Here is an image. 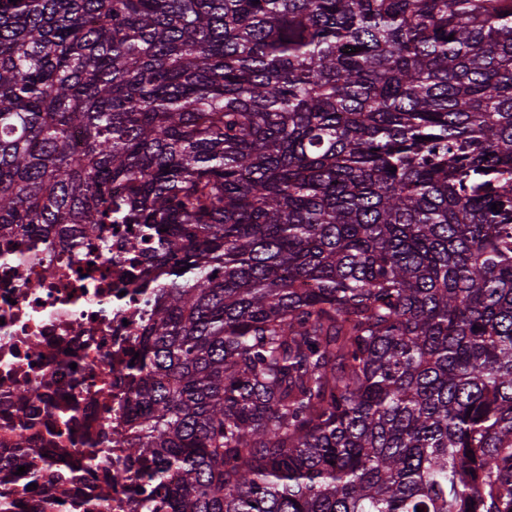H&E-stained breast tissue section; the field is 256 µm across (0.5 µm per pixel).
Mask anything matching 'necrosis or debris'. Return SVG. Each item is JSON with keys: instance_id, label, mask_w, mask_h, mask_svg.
Here are the masks:
<instances>
[{"instance_id": "4bbe7bcc", "label": "necrosis or debris", "mask_w": 512, "mask_h": 512, "mask_svg": "<svg viewBox=\"0 0 512 512\" xmlns=\"http://www.w3.org/2000/svg\"><path fill=\"white\" fill-rule=\"evenodd\" d=\"M155 254L141 224L0 253V512H169L122 445L129 365L159 291ZM21 429L40 454L17 448Z\"/></svg>"}]
</instances>
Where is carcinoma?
<instances>
[{
	"label": "carcinoma",
	"instance_id": "obj_1",
	"mask_svg": "<svg viewBox=\"0 0 512 512\" xmlns=\"http://www.w3.org/2000/svg\"><path fill=\"white\" fill-rule=\"evenodd\" d=\"M95 224L171 512H512V0H0V239Z\"/></svg>",
	"mask_w": 512,
	"mask_h": 512
}]
</instances>
